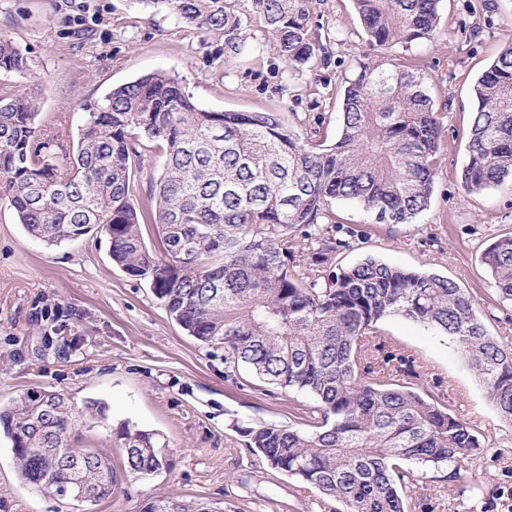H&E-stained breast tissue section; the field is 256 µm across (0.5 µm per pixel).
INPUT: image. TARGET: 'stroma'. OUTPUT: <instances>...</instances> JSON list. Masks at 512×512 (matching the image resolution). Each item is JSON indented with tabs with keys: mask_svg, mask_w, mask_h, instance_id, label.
<instances>
[{
	"mask_svg": "<svg viewBox=\"0 0 512 512\" xmlns=\"http://www.w3.org/2000/svg\"><path fill=\"white\" fill-rule=\"evenodd\" d=\"M438 9L433 39L386 51L396 63L422 70L435 111L448 115L430 204L412 223L374 224L359 207L336 202L338 220L363 232L336 261L351 265L371 255L446 277L477 296L488 332L512 347V307L500 308L480 259L487 245L512 235V182L469 194L458 178L475 110L473 83L512 47V0H440ZM237 11L243 46L233 54L222 33L182 22L161 4L0 0V36L27 60L23 70L0 71V95L32 91L40 101L39 129L62 132L72 150L87 105L161 71L203 109L275 112L298 132L318 117L325 138L335 140L345 82L374 55L352 0H312L316 50L293 68L273 48L251 0H239ZM55 316L68 324L65 337L39 331ZM373 341L412 358L415 388L447 404L482 442L467 465L470 491L457 495L436 471L418 468L405 512H500L504 494L512 492V427L456 344L401 316L382 320ZM30 390L108 405L106 420L80 424L70 443L109 455L118 484L112 498L93 503L36 490L23 479L11 441L0 435V512H136L154 496L208 501L216 512L338 508L247 447V428L295 424L288 391L189 336L150 281L113 262L103 233L49 246L0 200V405ZM126 426L155 434L166 446L168 468L147 479L123 475Z\"/></svg>",
	"mask_w": 512,
	"mask_h": 512,
	"instance_id": "obj_1",
	"label": "stroma"
}]
</instances>
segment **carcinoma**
<instances>
[{
    "mask_svg": "<svg viewBox=\"0 0 512 512\" xmlns=\"http://www.w3.org/2000/svg\"><path fill=\"white\" fill-rule=\"evenodd\" d=\"M167 4L183 22L227 36L237 51L238 0H143ZM311 0H252L288 65L314 53ZM440 0H353L370 45L436 35ZM27 66L0 39V70ZM461 182L469 194L512 179V47L483 71L472 89ZM39 101L19 90L0 99V197L20 224L48 244L105 233L112 260L151 282L156 297L189 335L224 347V361L245 364L262 379L305 395L300 427L246 430L248 447L268 465L336 499L339 512H405L415 463L465 482L464 467L482 447L468 423L427 399L404 378L412 360L387 352L386 372L371 366L372 338L383 319L400 315L452 338L504 422L512 425V348L491 336L478 301L444 277L368 256L326 271L358 231L336 221L342 200L376 224H409L427 209L441 168L446 115L433 108L423 73L379 56L347 81L336 140L321 122L304 134L268 112H213L199 107L177 80L153 73L109 91L88 113L70 165L59 161V136L38 129ZM166 150L150 182V212L132 198L146 143ZM161 227L163 255L141 233ZM299 263L289 264L294 258ZM481 262L497 300L512 305V235L490 244ZM30 393L0 406V433L17 450L34 488L91 502L112 496L111 458L68 444L81 418L71 398ZM124 471L147 478L166 457L153 435L124 433ZM68 488V494L61 487ZM137 512H214L205 501L157 496Z\"/></svg>",
    "mask_w": 512,
    "mask_h": 512,
    "instance_id": "carcinoma-1",
    "label": "carcinoma"
}]
</instances>
